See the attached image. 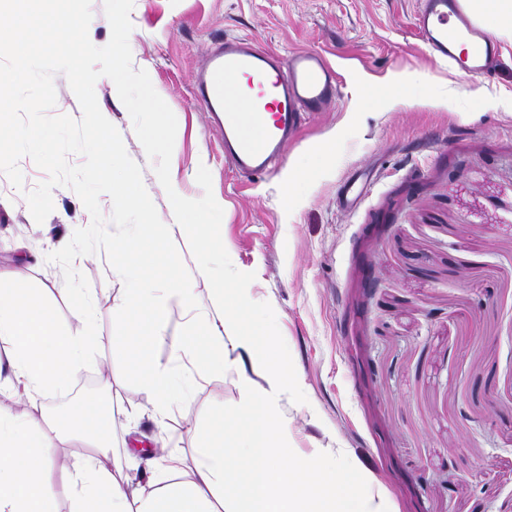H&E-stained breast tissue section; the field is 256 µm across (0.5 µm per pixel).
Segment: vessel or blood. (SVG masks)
I'll use <instances>...</instances> for the list:
<instances>
[{"label": "vessel or blood", "instance_id": "1", "mask_svg": "<svg viewBox=\"0 0 512 512\" xmlns=\"http://www.w3.org/2000/svg\"><path fill=\"white\" fill-rule=\"evenodd\" d=\"M416 27L431 54L470 77L486 73L497 44L467 13L464 0H419ZM206 111L224 115V152L253 176L283 162L288 142L306 116L340 97L337 74L313 50L277 58L253 41L228 38L213 50L195 79ZM248 109H241L243 96Z\"/></svg>", "mask_w": 512, "mask_h": 512}]
</instances>
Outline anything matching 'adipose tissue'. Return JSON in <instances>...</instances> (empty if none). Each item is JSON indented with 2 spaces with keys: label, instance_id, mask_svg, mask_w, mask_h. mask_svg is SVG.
Wrapping results in <instances>:
<instances>
[{
  "label": "adipose tissue",
  "instance_id": "obj_1",
  "mask_svg": "<svg viewBox=\"0 0 512 512\" xmlns=\"http://www.w3.org/2000/svg\"><path fill=\"white\" fill-rule=\"evenodd\" d=\"M170 233L195 231L203 244L194 274L168 272L165 292H158L153 271L127 267L128 295L120 307L123 326L118 354L132 362L138 385L157 420H164L172 393L188 394L189 385L173 366L188 356L199 377L224 371V325L235 321L244 306L240 288L218 287L212 258L223 249L210 237L207 214L198 205L175 200ZM26 267L19 264L0 276V342L10 348L0 364V395L22 406L21 413L0 410V512H384L383 493H348L337 456L316 449L303 456L288 443V425L277 412V394L292 381L270 336L257 326L237 329L233 341L265 372L264 382L239 374V412L247 424L233 447L222 448L224 415L215 413L203 434L205 442L193 469L169 441L153 461L149 491L133 488L124 465L109 455L114 427L112 407L88 399L53 413L42 396L60 391L83 370L97 345L91 300L70 289L74 323L61 326L43 292L26 285ZM207 289L209 306L198 301ZM188 314L183 334L165 328L173 310ZM169 347L170 361L155 351ZM75 453L60 465L58 449ZM248 471L243 491L234 499L224 490L235 482L237 462Z\"/></svg>",
  "mask_w": 512,
  "mask_h": 512
}]
</instances>
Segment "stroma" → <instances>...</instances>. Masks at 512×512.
<instances>
[{
  "label": "stroma",
  "mask_w": 512,
  "mask_h": 512,
  "mask_svg": "<svg viewBox=\"0 0 512 512\" xmlns=\"http://www.w3.org/2000/svg\"><path fill=\"white\" fill-rule=\"evenodd\" d=\"M417 0H134L133 60L177 119L170 176L181 197L219 204L224 269L243 277L240 324H259L299 378L278 410L300 453L343 449L352 494L387 495L389 512H512V38L500 65L469 78L434 58L415 26ZM247 37L281 56L320 51L340 99L312 116L275 171L245 177L194 96L210 50ZM100 109L142 170L161 220L171 205L112 84ZM23 189L0 172V272L27 261L62 323L63 270L49 253L91 216L65 186L36 223L26 191L46 174L30 158ZM364 193L346 211L338 190ZM95 302L83 377L112 362V401L125 408L111 454L150 444L156 425L124 360L111 359L122 278L104 251L80 265ZM264 374L232 343L224 373L196 380L171 406L168 434L193 460L194 428L223 412L225 444L243 421L237 372Z\"/></svg>",
  "instance_id": "obj_1"
}]
</instances>
